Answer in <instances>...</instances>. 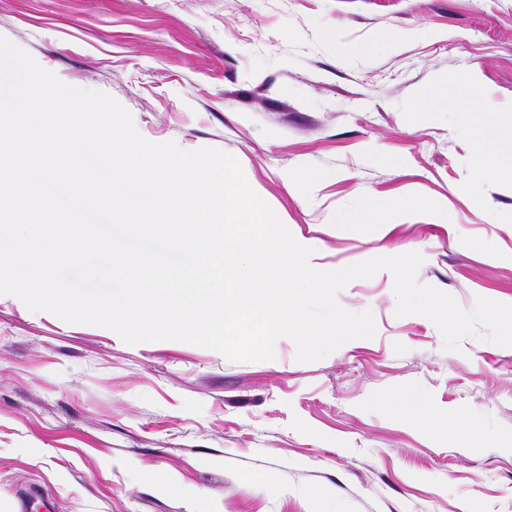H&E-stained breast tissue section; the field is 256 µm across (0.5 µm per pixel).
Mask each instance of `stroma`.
Instances as JSON below:
<instances>
[{
    "instance_id": "35a3bbf8",
    "label": "stroma",
    "mask_w": 512,
    "mask_h": 512,
    "mask_svg": "<svg viewBox=\"0 0 512 512\" xmlns=\"http://www.w3.org/2000/svg\"><path fill=\"white\" fill-rule=\"evenodd\" d=\"M0 36L147 140L232 155L314 269L416 252L462 307L512 304V181L453 105L512 141V0H0ZM337 301L375 337L235 362L0 295V512L29 485L53 512H512V347L445 351L385 270ZM460 99L470 100L472 103L471 112L479 117L481 131L479 136L474 140V168L479 176L483 175H498L500 177L509 178L512 180V143L509 145L507 151L497 156V150L490 154L486 151V144L495 141L497 138L496 128L491 120V116L495 109L486 104L474 101L466 86L459 89Z\"/></svg>"
}]
</instances>
